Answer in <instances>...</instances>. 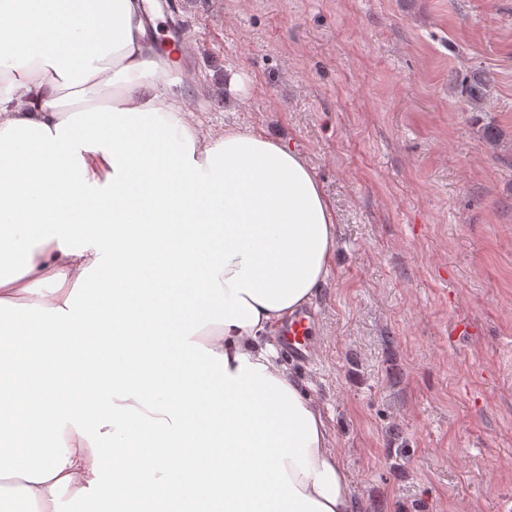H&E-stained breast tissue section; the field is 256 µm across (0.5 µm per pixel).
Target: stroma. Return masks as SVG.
<instances>
[{
	"instance_id": "stroma-1",
	"label": "stroma",
	"mask_w": 512,
	"mask_h": 512,
	"mask_svg": "<svg viewBox=\"0 0 512 512\" xmlns=\"http://www.w3.org/2000/svg\"><path fill=\"white\" fill-rule=\"evenodd\" d=\"M174 89L302 156L335 213L312 361L355 512L512 502V0H193ZM481 71L479 116L458 76ZM241 78L229 92L231 78ZM469 322L468 335H454Z\"/></svg>"
}]
</instances>
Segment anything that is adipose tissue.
<instances>
[{
  "label": "adipose tissue",
  "instance_id": "1",
  "mask_svg": "<svg viewBox=\"0 0 512 512\" xmlns=\"http://www.w3.org/2000/svg\"><path fill=\"white\" fill-rule=\"evenodd\" d=\"M149 22L143 0H0V512H355L275 349L328 276L331 206L285 145L194 120Z\"/></svg>",
  "mask_w": 512,
  "mask_h": 512
}]
</instances>
